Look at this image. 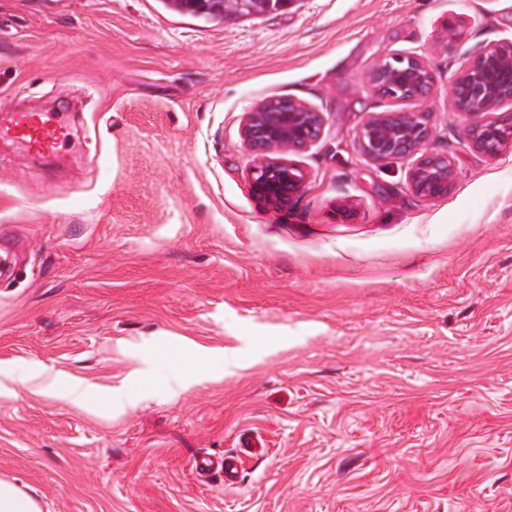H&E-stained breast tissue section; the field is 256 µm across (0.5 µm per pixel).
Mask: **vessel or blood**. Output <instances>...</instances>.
Instances as JSON below:
<instances>
[{"label": "vessel or blood", "instance_id": "b4317fda", "mask_svg": "<svg viewBox=\"0 0 512 512\" xmlns=\"http://www.w3.org/2000/svg\"><path fill=\"white\" fill-rule=\"evenodd\" d=\"M70 125L45 112H15L0 119V138L19 144L29 155L51 156L69 135ZM200 478L219 476L225 483L238 480V466L234 459L207 454L194 464Z\"/></svg>", "mask_w": 512, "mask_h": 512}]
</instances>
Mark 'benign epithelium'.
Returning a JSON list of instances; mask_svg holds the SVG:
<instances>
[{"mask_svg":"<svg viewBox=\"0 0 512 512\" xmlns=\"http://www.w3.org/2000/svg\"><path fill=\"white\" fill-rule=\"evenodd\" d=\"M433 81L425 58L416 52L396 53L375 64L368 74L377 95L406 101L425 98ZM450 102L454 111L474 120L467 132L471 147L490 157L499 155L512 136L501 134L497 124L486 116L512 102V44L486 47L468 60L451 82ZM324 125L323 113L296 99L282 109L271 97L245 113L241 137L254 158L250 169L252 192L276 207L288 205L308 177L288 154L311 147ZM433 136L428 112H380L361 126L358 146L365 158L375 162L414 158L409 176L413 192L435 198L448 193L453 163L446 155L426 151Z\"/></svg>","mask_w":512,"mask_h":512,"instance_id":"obj_1","label":"benign epithelium"}]
</instances>
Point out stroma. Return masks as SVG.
Segmentation results:
<instances>
[{
    "label": "stroma",
    "mask_w": 512,
    "mask_h": 512,
    "mask_svg": "<svg viewBox=\"0 0 512 512\" xmlns=\"http://www.w3.org/2000/svg\"><path fill=\"white\" fill-rule=\"evenodd\" d=\"M456 38L447 41V27ZM512 0H292L202 22L160 0H0V114L65 112L50 161L0 139V477L43 512H512V147L470 148L453 76ZM423 54L417 102L372 65ZM323 112L287 207L245 112ZM429 110L447 195L356 146ZM239 482L198 481L238 454ZM194 468L202 479L218 475L224 479V484H235L238 481V466L233 458L206 454L196 459Z\"/></svg>",
    "instance_id": "obj_1"
}]
</instances>
